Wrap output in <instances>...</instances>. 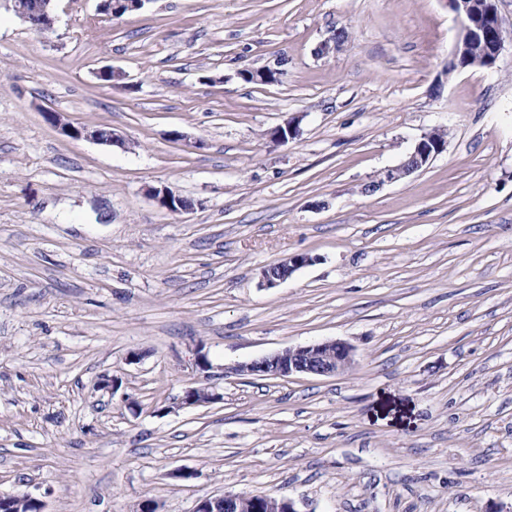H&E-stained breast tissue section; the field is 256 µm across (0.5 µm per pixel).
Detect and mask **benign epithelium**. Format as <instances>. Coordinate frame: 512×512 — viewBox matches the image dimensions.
Returning a JSON list of instances; mask_svg holds the SVG:
<instances>
[{
    "mask_svg": "<svg viewBox=\"0 0 512 512\" xmlns=\"http://www.w3.org/2000/svg\"><path fill=\"white\" fill-rule=\"evenodd\" d=\"M3 2L38 35L45 37L51 33L54 25L52 0H41L40 7L33 10L29 8L27 0ZM448 6L455 13L460 27L449 65L464 59L468 65L485 70L493 69L506 38L495 0H484L481 6L477 0H448ZM348 38L349 35L343 29L334 32L316 48L317 55L323 56L340 50ZM50 120L62 134L73 139L84 138L107 146L121 143V139L111 131L105 133L99 128L75 125L55 114L50 115ZM295 131L294 120L287 119L271 131V138L284 144ZM446 145L447 139L440 135L437 128L423 134L405 160L395 167L385 169L378 180L364 187V192H373L386 183L396 182L416 173L442 153ZM151 195L160 207L172 213L191 210V207L179 204L180 197L166 188H154ZM312 262L311 256L298 254L269 265L261 271L260 287L276 288L297 270ZM354 364V348L344 341L334 339L285 348L250 363L237 365L232 371L267 378H288L298 374L330 377L350 370ZM221 399L223 396L206 387L190 386L185 389L180 406H203ZM243 499L244 495L234 493L205 497L197 503L195 512H234L235 506Z\"/></svg>",
    "mask_w": 512,
    "mask_h": 512,
    "instance_id": "1",
    "label": "benign epithelium"
}]
</instances>
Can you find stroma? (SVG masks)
<instances>
[{
    "label": "stroma",
    "mask_w": 512,
    "mask_h": 512,
    "mask_svg": "<svg viewBox=\"0 0 512 512\" xmlns=\"http://www.w3.org/2000/svg\"><path fill=\"white\" fill-rule=\"evenodd\" d=\"M98 6L53 0L46 38L0 8V490L45 512H512V49L449 72L446 0ZM280 60L282 83L237 76ZM440 126L426 168L364 193ZM333 339L346 373L232 371ZM202 384L221 401L178 408ZM49 119L59 129V131L73 139H87L101 145L112 146L114 143H121V139L112 132L104 133L100 128H90L87 126L74 125L69 121L63 120L59 115L50 114ZM312 261L313 258L308 254H298L269 265L262 269L259 285L266 289L278 287L288 280L297 270L312 263ZM243 499H245L244 495L234 493L205 497L197 503L195 512H242L234 511V508ZM246 496L250 497L252 501L250 502V512L255 511L256 505L265 504V500L267 503L265 508L267 509L264 512H298L296 508L295 502L290 498H282L281 496H274L270 494H247ZM281 498L279 501L274 500ZM248 511V512H249Z\"/></svg>",
    "instance_id": "obj_1"
}]
</instances>
